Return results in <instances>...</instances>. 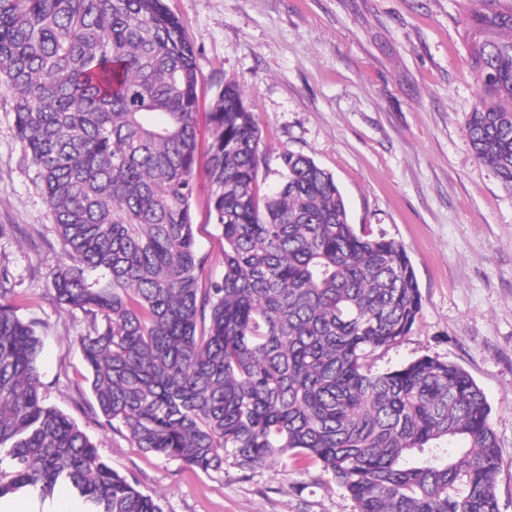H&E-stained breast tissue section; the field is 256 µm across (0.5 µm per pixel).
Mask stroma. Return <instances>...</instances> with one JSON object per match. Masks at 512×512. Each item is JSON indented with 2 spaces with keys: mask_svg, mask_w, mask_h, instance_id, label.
<instances>
[{
  "mask_svg": "<svg viewBox=\"0 0 512 512\" xmlns=\"http://www.w3.org/2000/svg\"><path fill=\"white\" fill-rule=\"evenodd\" d=\"M197 55L200 109L225 82L244 89L262 133L266 187L289 149L330 171L357 231L402 244L420 313L375 352L386 372L423 357L464 368L482 389L501 449L500 512H512V193L475 158L465 125L477 100L467 20L477 0H166ZM193 207L205 275L224 273V240ZM63 253L22 160L12 98L0 89V271L19 316L43 340L42 392L70 414L115 471L162 512H356L347 491L298 456L241 473L201 472L134 447L103 425L79 380L76 339L89 319L55 304L50 274Z\"/></svg>",
  "mask_w": 512,
  "mask_h": 512,
  "instance_id": "1",
  "label": "stroma"
}]
</instances>
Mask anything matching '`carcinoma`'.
Returning a JSON list of instances; mask_svg holds the SVG:
<instances>
[{"instance_id":"1","label":"carcinoma","mask_w":512,"mask_h":512,"mask_svg":"<svg viewBox=\"0 0 512 512\" xmlns=\"http://www.w3.org/2000/svg\"><path fill=\"white\" fill-rule=\"evenodd\" d=\"M480 88L466 133L512 191V7L479 0ZM0 88L63 260L50 295L90 320L77 338L96 414L145 453L243 473L319 463L356 512H500L490 408L463 368L421 358L374 372L421 293L406 249L356 230L330 172L279 154L226 83L209 112L206 208L224 274L194 234L198 69L165 0H0ZM0 276V498L67 487L87 512H161L64 411L43 349Z\"/></svg>"}]
</instances>
